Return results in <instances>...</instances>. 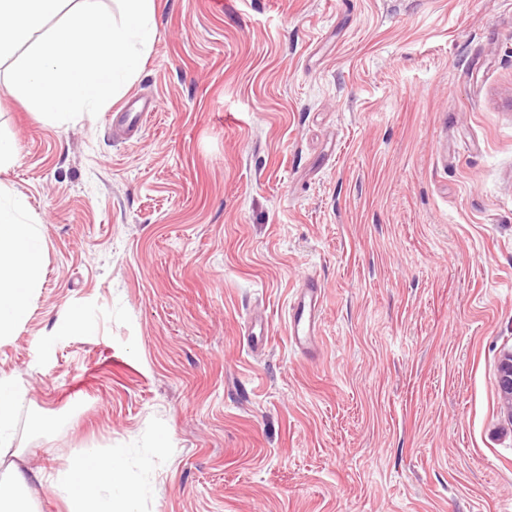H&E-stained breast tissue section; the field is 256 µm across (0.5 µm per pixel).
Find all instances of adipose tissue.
Masks as SVG:
<instances>
[{
  "instance_id": "obj_1",
  "label": "adipose tissue",
  "mask_w": 512,
  "mask_h": 512,
  "mask_svg": "<svg viewBox=\"0 0 512 512\" xmlns=\"http://www.w3.org/2000/svg\"><path fill=\"white\" fill-rule=\"evenodd\" d=\"M27 203L18 194L0 196V341L27 323L30 303L41 288L44 236L41 225L26 218ZM26 392L12 376H0V512H28L26 493L35 471L22 468L15 430ZM67 512H135L138 492L124 458L95 454L75 459L52 481Z\"/></svg>"
}]
</instances>
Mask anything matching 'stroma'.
I'll list each match as a JSON object with an SVG mask.
<instances>
[{
    "label": "stroma",
    "instance_id": "obj_1",
    "mask_svg": "<svg viewBox=\"0 0 512 512\" xmlns=\"http://www.w3.org/2000/svg\"><path fill=\"white\" fill-rule=\"evenodd\" d=\"M154 23L134 134L113 104L46 123L0 67V188L45 240L0 342L24 467L124 452L139 512H512V0H156ZM159 103L155 99L134 97L119 112L112 114L115 128H141L152 115L158 112ZM322 305V288L316 280L308 278L305 288L295 294L288 309V335L293 345L302 350L314 346ZM499 383L504 408L509 421H512V353H506L499 366Z\"/></svg>",
    "mask_w": 512,
    "mask_h": 512
}]
</instances>
